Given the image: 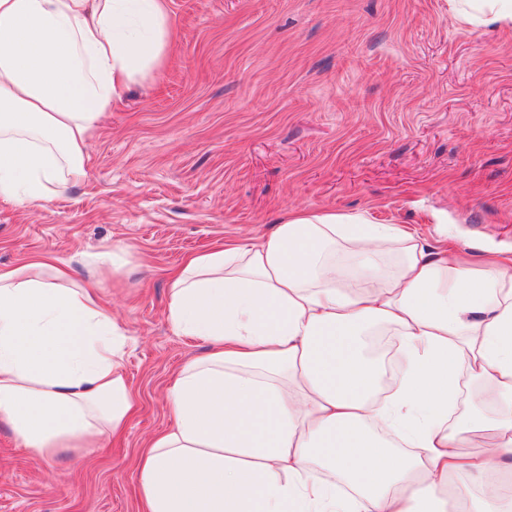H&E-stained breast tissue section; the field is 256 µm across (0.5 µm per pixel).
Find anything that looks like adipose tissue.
I'll return each mask as SVG.
<instances>
[{"mask_svg":"<svg viewBox=\"0 0 512 512\" xmlns=\"http://www.w3.org/2000/svg\"><path fill=\"white\" fill-rule=\"evenodd\" d=\"M455 3L512 23V0ZM170 41L165 0H0V199L38 207L78 182L103 113ZM167 318L212 349L168 387L146 512H512V254L475 270L400 225L293 209L191 256ZM375 329L396 344L384 388ZM130 342L67 261L0 270V422L44 460L120 433ZM465 378L483 397L453 419Z\"/></svg>","mask_w":512,"mask_h":512,"instance_id":"1","label":"adipose tissue"}]
</instances>
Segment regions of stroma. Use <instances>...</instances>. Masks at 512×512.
Segmentation results:
<instances>
[{
    "label": "stroma",
    "mask_w": 512,
    "mask_h": 512,
    "mask_svg": "<svg viewBox=\"0 0 512 512\" xmlns=\"http://www.w3.org/2000/svg\"><path fill=\"white\" fill-rule=\"evenodd\" d=\"M167 62L94 132L86 178L41 207L0 200V268L71 260L132 342L125 430L42 460L0 423V512H143L138 463L166 392L208 341L167 319L186 256L269 235L287 210L367 213L473 267L512 250V25L451 0H165ZM111 250L116 265L90 254Z\"/></svg>",
    "instance_id": "1"
}]
</instances>
